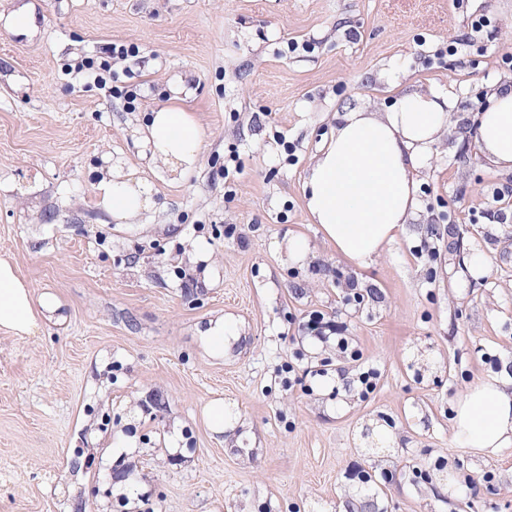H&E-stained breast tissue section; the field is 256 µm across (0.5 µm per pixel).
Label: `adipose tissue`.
Wrapping results in <instances>:
<instances>
[{
	"instance_id": "adipose-tissue-1",
	"label": "adipose tissue",
	"mask_w": 512,
	"mask_h": 512,
	"mask_svg": "<svg viewBox=\"0 0 512 512\" xmlns=\"http://www.w3.org/2000/svg\"><path fill=\"white\" fill-rule=\"evenodd\" d=\"M453 104L435 94L401 97L388 112L344 113L311 164L304 184L307 209L325 240L344 257L365 263L403 232L417 207L415 171L450 128ZM202 128L196 116L170 102L149 112L143 144L172 175L193 169ZM479 153L512 171V85L495 87L475 118ZM97 204L116 225L137 223L155 200L150 185L108 167L96 185ZM37 327L28 285L9 259L0 257V329L26 336ZM454 441L494 455L512 446V391L489 376L458 399Z\"/></svg>"
}]
</instances>
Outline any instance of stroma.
<instances>
[{
    "label": "stroma",
    "mask_w": 512,
    "mask_h": 512,
    "mask_svg": "<svg viewBox=\"0 0 512 512\" xmlns=\"http://www.w3.org/2000/svg\"><path fill=\"white\" fill-rule=\"evenodd\" d=\"M0 257L38 326L0 330V512H512V447L457 446L454 405L512 380V172L471 136L512 82V0H0ZM488 19L463 55L433 48ZM315 39L313 50L289 51ZM115 43L139 46L112 59ZM110 59L105 85L74 66ZM203 130L172 180L137 133L170 87ZM136 91L134 102L118 97ZM454 103L416 173L418 210L361 266L326 243L303 197L351 109L407 92ZM240 155L224 182L230 151ZM116 165L156 207L113 229L96 204ZM305 244L304 258L283 245ZM484 274L465 272L472 251ZM364 293L349 296L348 282ZM51 309H44V301ZM342 323L362 360L305 330ZM224 321L220 355L205 348ZM328 359L283 385L282 365ZM378 373L360 398L359 367ZM223 399L224 434L203 411Z\"/></svg>",
    "instance_id": "obj_1"
}]
</instances>
